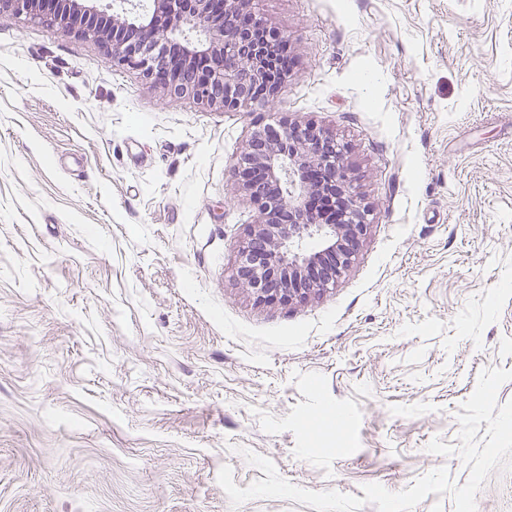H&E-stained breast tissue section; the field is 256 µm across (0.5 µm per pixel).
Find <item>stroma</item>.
I'll use <instances>...</instances> for the list:
<instances>
[{"label": "stroma", "mask_w": 512, "mask_h": 512, "mask_svg": "<svg viewBox=\"0 0 512 512\" xmlns=\"http://www.w3.org/2000/svg\"><path fill=\"white\" fill-rule=\"evenodd\" d=\"M295 63L241 112L171 99L59 27L0 16V512L233 505L244 450L312 491L465 484L457 414L512 370V0H250ZM348 145L370 228L293 306L234 278L255 122ZM477 512H512V471Z\"/></svg>", "instance_id": "1"}]
</instances>
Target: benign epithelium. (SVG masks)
I'll return each mask as SVG.
<instances>
[{"mask_svg": "<svg viewBox=\"0 0 512 512\" xmlns=\"http://www.w3.org/2000/svg\"><path fill=\"white\" fill-rule=\"evenodd\" d=\"M99 0H0V15L68 29L175 97L243 111L277 95L288 75L283 39L249 0H132L106 14ZM346 144L312 123L286 117L256 124L236 158L239 189L256 206L239 250L236 280L256 301L291 305L335 286L367 231L370 209L353 194ZM310 239L320 250L309 251Z\"/></svg>", "mask_w": 512, "mask_h": 512, "instance_id": "benign-epithelium-1", "label": "benign epithelium"}]
</instances>
